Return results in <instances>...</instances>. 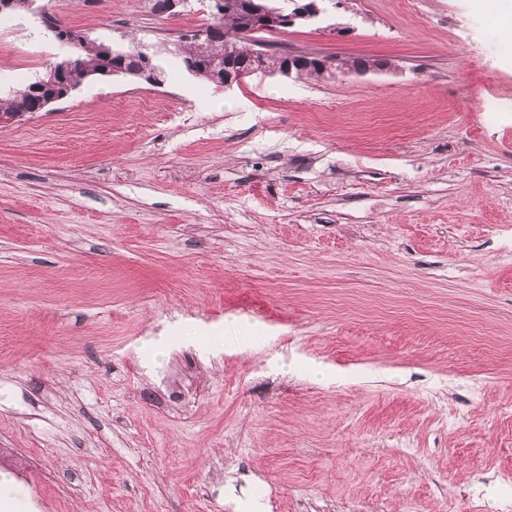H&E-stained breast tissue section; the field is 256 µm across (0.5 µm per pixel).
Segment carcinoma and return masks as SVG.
<instances>
[{"label": "carcinoma", "instance_id": "obj_1", "mask_svg": "<svg viewBox=\"0 0 512 512\" xmlns=\"http://www.w3.org/2000/svg\"><path fill=\"white\" fill-rule=\"evenodd\" d=\"M222 9L211 14V21L203 28L200 38L183 32L180 51L175 53L186 71L207 83L213 82L215 69L229 66L247 69L252 64L250 37L246 29L252 23V16L246 9L249 0H221ZM79 53L74 61L64 64L58 61L46 68L39 78L49 82L61 79L75 89L89 77L101 78V70L124 69L134 73L146 67L159 76L161 69L156 65L149 45L132 41L128 46L106 44L82 33L78 37ZM40 95L34 92V81L26 82L5 98L0 97V118H14L20 114L41 111Z\"/></svg>", "mask_w": 512, "mask_h": 512}]
</instances>
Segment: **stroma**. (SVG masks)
Returning <instances> with one entry per match:
<instances>
[{
    "mask_svg": "<svg viewBox=\"0 0 512 512\" xmlns=\"http://www.w3.org/2000/svg\"><path fill=\"white\" fill-rule=\"evenodd\" d=\"M0 92L69 55L37 9L158 46L0 119V512H501L512 475V64L471 0H346L277 35L380 59L221 88L210 20L36 0ZM310 58H313V61L310 62V64L316 66L319 68V70L314 66H309L307 63H304L306 61V58L303 56H299L294 58L295 63L297 62L300 67V71L298 74L300 75H307V76H313L316 78H322L324 76L329 78H335L337 74H366L369 72H375V71H382L387 70L390 68V64L383 61L381 64L377 65H369L367 67H360L357 66L359 64H365V63H377L378 59H370V58H361V57H350V58H343L341 62L342 68H350L351 66H357L352 67L350 69H340L336 68V64L333 62L332 58H328L326 56L322 55H311Z\"/></svg>",
    "mask_w": 512,
    "mask_h": 512,
    "instance_id": "obj_1",
    "label": "stroma"
}]
</instances>
